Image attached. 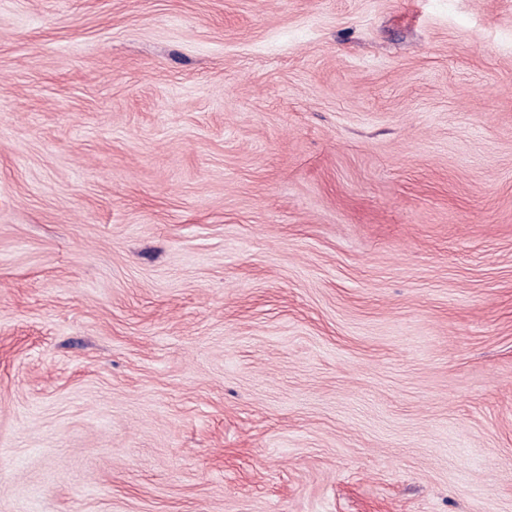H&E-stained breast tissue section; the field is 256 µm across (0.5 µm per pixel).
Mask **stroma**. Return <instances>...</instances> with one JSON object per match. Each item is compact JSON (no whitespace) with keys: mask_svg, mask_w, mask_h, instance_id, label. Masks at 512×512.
<instances>
[{"mask_svg":"<svg viewBox=\"0 0 512 512\" xmlns=\"http://www.w3.org/2000/svg\"><path fill=\"white\" fill-rule=\"evenodd\" d=\"M0 512H512V0H0Z\"/></svg>","mask_w":512,"mask_h":512,"instance_id":"1","label":"stroma"}]
</instances>
